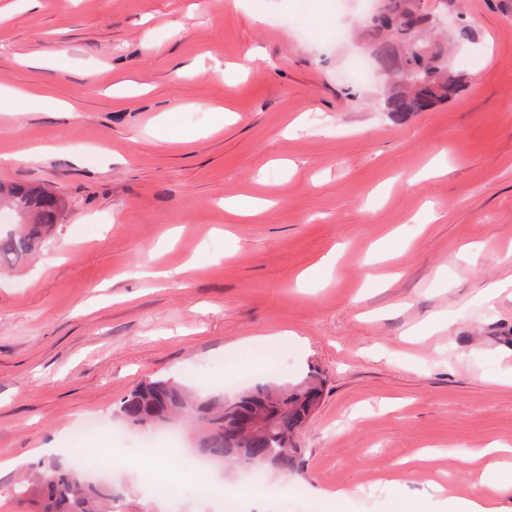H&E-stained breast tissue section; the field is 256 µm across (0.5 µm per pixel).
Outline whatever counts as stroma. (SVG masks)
I'll list each match as a JSON object with an SVG mask.
<instances>
[{
    "label": "stroma",
    "mask_w": 512,
    "mask_h": 512,
    "mask_svg": "<svg viewBox=\"0 0 512 512\" xmlns=\"http://www.w3.org/2000/svg\"><path fill=\"white\" fill-rule=\"evenodd\" d=\"M1 6L0 86L76 111L0 112V154L16 157L0 180L66 202L46 246L0 274V460L17 462L0 486L41 448L71 463L70 425L115 419L146 380L236 393L238 348L248 383L325 385L295 470L267 469L271 494L235 512L477 499L480 451L512 447V0H457L473 40L448 61L469 88L403 117L379 108L384 77L340 79L365 53L358 0ZM164 111L187 142L159 138ZM241 195L277 204L240 219L224 202ZM285 334L301 348L276 345ZM138 436L85 443L120 462L112 512H224L240 467L202 499L159 500Z\"/></svg>",
    "instance_id": "stroma-1"
}]
</instances>
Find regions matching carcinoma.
Masks as SVG:
<instances>
[{
  "instance_id": "carcinoma-1",
  "label": "carcinoma",
  "mask_w": 512,
  "mask_h": 512,
  "mask_svg": "<svg viewBox=\"0 0 512 512\" xmlns=\"http://www.w3.org/2000/svg\"><path fill=\"white\" fill-rule=\"evenodd\" d=\"M385 19L365 22L370 53L379 70L393 79L383 100V110L394 115L428 112L457 97L468 77L448 67L445 42L429 34L430 13L420 11L416 0H383ZM13 213L9 227L0 230V268L23 264L38 252L64 211L60 196L46 187L0 181V205ZM309 376L286 389L268 384L246 387L232 396L190 392L166 378L136 385L118 406L129 427L158 428L172 421L195 420L202 428L199 452L215 461L251 455V466H266L261 457L275 458V468L294 470L297 448L293 437L318 405L322 390ZM268 416L267 427L249 437L240 426L252 415ZM41 498V512H102L95 483L71 466L41 462L33 478L19 480L7 489L9 498L31 494Z\"/></svg>"
}]
</instances>
